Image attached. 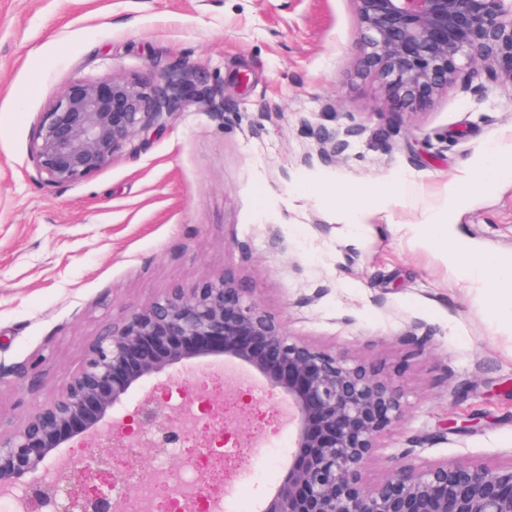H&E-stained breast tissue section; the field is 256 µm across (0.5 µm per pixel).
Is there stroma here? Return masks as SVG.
I'll return each instance as SVG.
<instances>
[{
	"mask_svg": "<svg viewBox=\"0 0 512 512\" xmlns=\"http://www.w3.org/2000/svg\"><path fill=\"white\" fill-rule=\"evenodd\" d=\"M352 0H0V429L20 425L131 310L232 272L294 336L376 364L407 412L378 440L372 477L442 458L512 462V329L496 289L457 278L416 222L448 179L512 132V84L475 66L416 114L382 106L361 66ZM196 72L224 100L194 103L91 178L47 182L31 157L54 94L78 78ZM360 128L304 163L308 127ZM409 180L362 230L336 193ZM512 252V180L454 227ZM171 393L220 390L239 444L230 495L251 512L282 480V397L240 375L174 370Z\"/></svg>",
	"mask_w": 512,
	"mask_h": 512,
	"instance_id": "35a3bbf8",
	"label": "stroma"
}]
</instances>
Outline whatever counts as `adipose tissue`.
<instances>
[{"instance_id": "1", "label": "adipose tissue", "mask_w": 512, "mask_h": 512, "mask_svg": "<svg viewBox=\"0 0 512 512\" xmlns=\"http://www.w3.org/2000/svg\"><path fill=\"white\" fill-rule=\"evenodd\" d=\"M512 136L501 138L484 156L476 158L464 174L448 182L442 202L427 211L418 224L422 237L429 242H448V262L459 278L497 289L506 299L497 307V319L512 322V254L491 258L473 254L466 243L456 238L453 227L470 202L487 188L512 179ZM397 187L376 193L356 189L336 196L337 222L358 227L369 223L373 215L396 196Z\"/></svg>"}]
</instances>
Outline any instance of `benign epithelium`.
I'll list each match as a JSON object with an SVG mask.
<instances>
[{
    "label": "benign epithelium",
    "mask_w": 512,
    "mask_h": 512,
    "mask_svg": "<svg viewBox=\"0 0 512 512\" xmlns=\"http://www.w3.org/2000/svg\"><path fill=\"white\" fill-rule=\"evenodd\" d=\"M362 63L391 110L425 107L455 81L461 65H485L512 83V0H353ZM190 102L224 111L214 92L187 71L164 69L142 80L121 75L77 79L58 90L36 129L31 154L51 183H76L108 167L134 138L163 128ZM360 128L310 131L303 162L342 155ZM206 359L242 364L288 401L294 451L260 512H512V463L446 458L393 467L373 479L368 462L378 439L406 413L403 396L375 365L291 335L231 273L130 312L88 349L80 370L19 427L0 431V489L23 490L27 512H122L137 498L129 485L93 498L68 483L80 468L112 470L99 447L127 396L140 392L138 438L153 428L180 429L157 401L153 381L176 366ZM84 444L75 458L64 449Z\"/></svg>",
    "instance_id": "obj_1"
}]
</instances>
